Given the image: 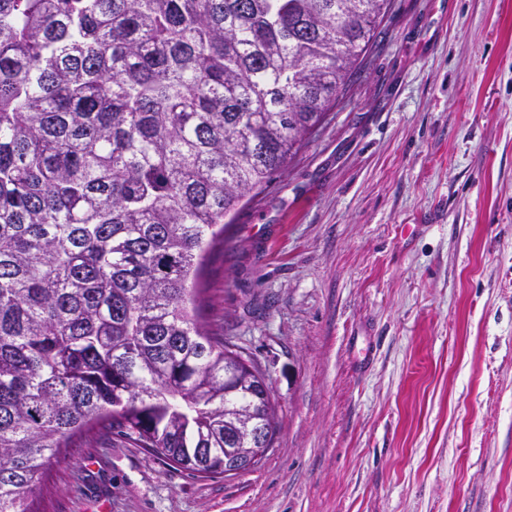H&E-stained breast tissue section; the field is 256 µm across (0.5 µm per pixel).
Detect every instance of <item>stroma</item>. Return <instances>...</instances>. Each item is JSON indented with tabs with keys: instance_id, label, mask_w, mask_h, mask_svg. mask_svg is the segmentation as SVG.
Masks as SVG:
<instances>
[{
	"instance_id": "obj_1",
	"label": "stroma",
	"mask_w": 512,
	"mask_h": 512,
	"mask_svg": "<svg viewBox=\"0 0 512 512\" xmlns=\"http://www.w3.org/2000/svg\"><path fill=\"white\" fill-rule=\"evenodd\" d=\"M360 74L224 231L207 329L264 371L258 467L108 428L43 512H512V0H391Z\"/></svg>"
}]
</instances>
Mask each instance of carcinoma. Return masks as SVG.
Masks as SVG:
<instances>
[{"label":"carcinoma","instance_id":"carcinoma-1","mask_svg":"<svg viewBox=\"0 0 512 512\" xmlns=\"http://www.w3.org/2000/svg\"><path fill=\"white\" fill-rule=\"evenodd\" d=\"M391 0H0V512L106 424L202 477L264 373L199 324L224 217L336 105Z\"/></svg>","mask_w":512,"mask_h":512}]
</instances>
